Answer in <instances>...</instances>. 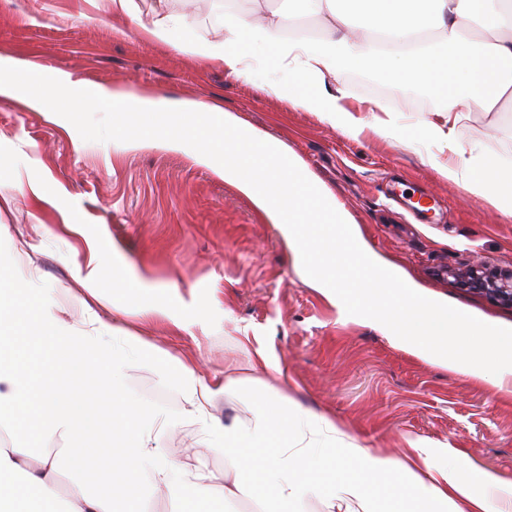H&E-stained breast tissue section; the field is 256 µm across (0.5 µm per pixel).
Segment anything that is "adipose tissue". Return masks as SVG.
<instances>
[{"mask_svg": "<svg viewBox=\"0 0 512 512\" xmlns=\"http://www.w3.org/2000/svg\"><path fill=\"white\" fill-rule=\"evenodd\" d=\"M156 2L147 19L136 0H97L96 7L240 81L252 77L248 46L260 43L274 66L295 77L289 104L336 128L355 122L343 105L347 88H326L345 71L372 73L396 87H427L439 102L438 118L419 128L452 154L440 175L512 217V167L495 157L465 155L455 140L462 113L490 112L500 99L512 100V0H294L299 14L322 24L324 35L314 44L283 36L269 0H254L247 17L227 16L223 36L210 40L188 37L186 18L168 11L166 0ZM476 18L487 31L478 42L466 36ZM82 310L74 328L39 309L0 302V323H12L14 339L27 344L24 356L0 368V417L19 426L37 420L43 432L69 436L80 456L89 429L110 442L92 467L63 463L57 454L35 458L21 445L1 447L0 512H142L147 490L159 486L176 492L179 512H208L214 501L241 495L260 512H302L317 489L326 512H372L380 494L409 503V512H504L500 500L512 502V478L451 459L430 440L407 439L398 457L347 441L334 419L303 410L287 388L264 380L275 365L262 353L248 389L252 416L232 424L220 422L211 409L219 396L236 391V383L202 379L192 362L167 359L185 417L219 433L209 449L232 461V487L213 483L199 466L153 465L155 414L121 387L119 366L75 358L111 330L92 306Z\"/></svg>", "mask_w": 512, "mask_h": 512, "instance_id": "adipose-tissue-1", "label": "adipose tissue"}]
</instances>
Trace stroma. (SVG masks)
Masks as SVG:
<instances>
[{"label":"stroma","instance_id":"1","mask_svg":"<svg viewBox=\"0 0 512 512\" xmlns=\"http://www.w3.org/2000/svg\"><path fill=\"white\" fill-rule=\"evenodd\" d=\"M217 0H169L188 17L189 32L210 39ZM87 0H0V56L29 60L39 72L66 70L92 84L140 90L180 101H214L282 142L357 222L370 247L394 260L431 297L479 320L512 326V305L463 287L472 266L512 270V217L443 179L449 153L434 141H403L378 126L372 99L352 90L359 119L342 132L315 113L292 108L269 90L288 85L283 72L258 68L252 81L152 41L122 18L93 17ZM458 144L512 161V102L465 113ZM40 182L45 201L15 178ZM396 180L412 197H433L428 222L411 211L387 212L384 192ZM97 246L107 271L97 288L105 322L194 361L206 379L246 384L257 347H266L306 410L335 419L360 445L398 456L409 437L440 443L449 457L512 476V394L425 362L380 331L339 320L335 307L298 275L279 229L235 187L189 153L153 143L123 149L85 141L64 118L0 98V299L82 321L76 264ZM144 273L146 288L118 287ZM165 302L168 317H145L143 302ZM183 321L176 329L172 318ZM124 388L157 408L168 424L157 464L203 465L216 483L231 466L206 454L212 442L185 419L183 401L162 364L126 366Z\"/></svg>","mask_w":512,"mask_h":512}]
</instances>
